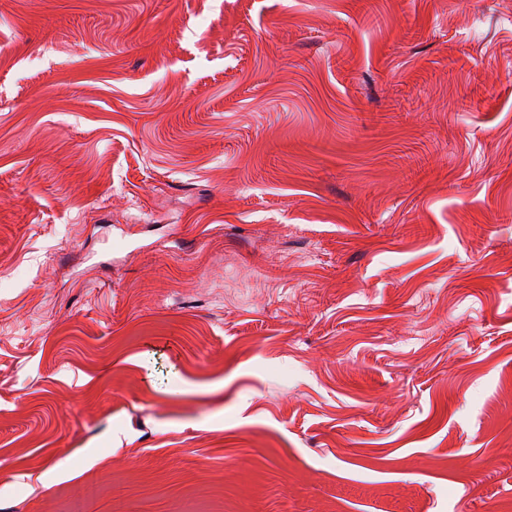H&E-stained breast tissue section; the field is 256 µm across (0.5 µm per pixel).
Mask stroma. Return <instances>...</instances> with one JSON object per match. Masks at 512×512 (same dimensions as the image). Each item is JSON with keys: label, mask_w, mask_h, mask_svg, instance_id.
Returning a JSON list of instances; mask_svg holds the SVG:
<instances>
[{"label": "stroma", "mask_w": 512, "mask_h": 512, "mask_svg": "<svg viewBox=\"0 0 512 512\" xmlns=\"http://www.w3.org/2000/svg\"><path fill=\"white\" fill-rule=\"evenodd\" d=\"M512 512V0H0V512Z\"/></svg>", "instance_id": "stroma-1"}]
</instances>
